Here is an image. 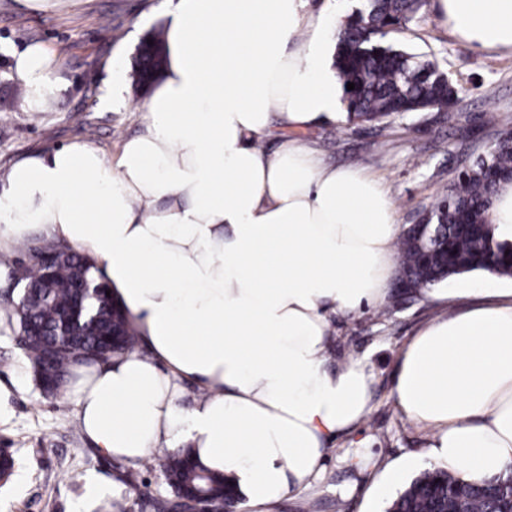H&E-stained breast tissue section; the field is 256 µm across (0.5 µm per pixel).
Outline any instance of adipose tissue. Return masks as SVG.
Listing matches in <instances>:
<instances>
[{
  "mask_svg": "<svg viewBox=\"0 0 512 512\" xmlns=\"http://www.w3.org/2000/svg\"><path fill=\"white\" fill-rule=\"evenodd\" d=\"M434 12L478 49L512 51V0H436ZM168 15L144 129L116 160L76 142L0 175V285L33 235L81 252L140 342L71 366L84 433L131 465L191 448L262 512L310 487L328 445L370 413L363 361L328 367L327 312L384 304L397 204L361 168L324 164L286 134L343 116L331 66L343 13L174 0ZM60 70L44 46L18 55L25 111H50ZM456 293L473 305L411 337L393 391L426 431L431 467L476 481L512 471V299Z\"/></svg>",
  "mask_w": 512,
  "mask_h": 512,
  "instance_id": "obj_1",
  "label": "adipose tissue"
}]
</instances>
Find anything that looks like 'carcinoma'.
I'll list each match as a JSON object with an SVG mask.
<instances>
[{
  "mask_svg": "<svg viewBox=\"0 0 512 512\" xmlns=\"http://www.w3.org/2000/svg\"><path fill=\"white\" fill-rule=\"evenodd\" d=\"M425 0H366L341 30L334 66L344 90L349 113L366 122L382 123L427 106L451 109L458 90L447 73L424 56L384 43L391 30L416 18ZM153 40L148 44L147 40ZM164 59L162 34L153 30L142 41L136 58L135 82L145 87L155 81ZM512 181V129L502 130L497 147L480 158L457 179L452 195L428 210V217L414 232L405 231L397 243L398 280L418 296L440 286L448 278L470 272L512 276V242L500 240L495 227L485 224L500 186ZM60 257L51 279L41 274L38 263L22 268L30 291L20 292L1 305L18 314L16 336L35 324L43 331L25 343L24 355L35 370L42 391L54 396L63 388L69 367L84 356L105 361L115 353L139 347L135 328L106 289L85 296L80 311L74 310V283L88 277L89 267L78 251L45 237L22 247L28 257L33 246ZM187 450L166 451L160 465L168 492L164 512H187L183 492L193 487L208 494L210 512H236L239 498L230 480L222 475L202 476L191 468ZM467 491L468 512H488L481 485L444 470H427L417 476L393 503L390 512H435L431 489L448 492V482Z\"/></svg>",
  "mask_w": 512,
  "mask_h": 512,
  "instance_id": "1",
  "label": "carcinoma"
}]
</instances>
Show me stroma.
<instances>
[{
	"instance_id": "35a3bbf8",
	"label": "stroma",
	"mask_w": 512,
	"mask_h": 512,
	"mask_svg": "<svg viewBox=\"0 0 512 512\" xmlns=\"http://www.w3.org/2000/svg\"><path fill=\"white\" fill-rule=\"evenodd\" d=\"M164 0H69L65 7L31 12L18 0H0V174L12 161L34 151L48 152L79 140L94 142L116 158L123 142L139 133L143 115L135 110L144 94L132 74L138 47L156 27L166 26ZM120 25L119 35L103 21ZM390 43L428 55L459 90L453 114L416 112L384 124L325 122L288 130L289 138L312 143L322 160L336 167L357 165L379 178L398 201V222L417 223L456 181L498 140L501 128L486 123V98H494L512 120V53H486L434 22L431 7L406 29L391 33ZM40 43L63 58L65 85L53 111H23L22 91L12 73L15 57ZM125 65L124 104L104 109L100 97L112 59ZM386 149H377V142ZM390 315L364 306L351 313H330L332 364L364 361L374 377L368 421L330 446L323 472L310 489L268 512H364L368 485L390 463L423 456L422 431L407 421L392 396L395 370L404 344L442 309L430 298L403 300L388 293ZM0 448L15 458L12 475L0 480V512H79L89 474L117 478L115 462L83 434L78 408L68 393L44 395L31 366L11 335L0 333ZM135 490L123 504L131 512H153L150 501L165 495L158 462L135 467Z\"/></svg>"
}]
</instances>
